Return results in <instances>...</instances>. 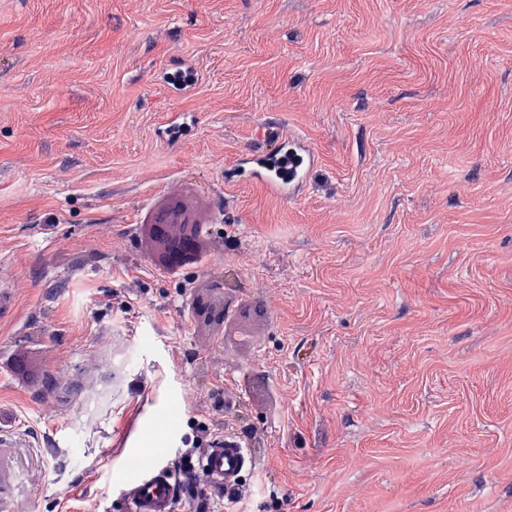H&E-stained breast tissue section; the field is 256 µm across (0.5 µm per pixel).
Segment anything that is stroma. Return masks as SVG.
<instances>
[{
    "label": "stroma",
    "instance_id": "1",
    "mask_svg": "<svg viewBox=\"0 0 512 512\" xmlns=\"http://www.w3.org/2000/svg\"><path fill=\"white\" fill-rule=\"evenodd\" d=\"M265 128L314 157L283 200ZM182 190L172 277L138 226ZM0 279V512H127L214 435L254 463L211 512H512V0H0ZM159 209L180 213L183 217L182 222L180 224H172V220L164 219L162 222L156 224L157 231L160 233L166 232V225L172 224L169 228L168 234L166 236H161L157 234L155 226L151 224L156 215L154 214L149 223L141 224V241L144 243L145 248L150 253L154 263L159 266L161 270L165 271L170 276H178L181 274V270L197 265L205 249L204 232L203 230L199 231L200 214L197 207L192 202L183 197L169 198L162 204ZM200 232L201 240L199 243V251L201 254L198 258H188L183 265L177 268L170 266L163 268L159 265L158 261L164 264V255L167 251L168 244L172 239L181 237L186 234L195 235L199 234ZM140 478L129 491L128 512H172L178 486L174 472L160 468L152 460H145L139 467Z\"/></svg>",
    "mask_w": 512,
    "mask_h": 512
}]
</instances>
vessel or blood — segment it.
<instances>
[{"label":"vessel or blood","instance_id":"1","mask_svg":"<svg viewBox=\"0 0 512 512\" xmlns=\"http://www.w3.org/2000/svg\"><path fill=\"white\" fill-rule=\"evenodd\" d=\"M255 178L277 198L284 197L289 185L299 180L306 163L305 153L288 139L274 138L272 146L255 156ZM248 462L241 445L228 442L209 449L198 459L197 468L211 483L234 487ZM140 477L127 497L128 512H173L177 477L151 460L139 467Z\"/></svg>","mask_w":512,"mask_h":512}]
</instances>
